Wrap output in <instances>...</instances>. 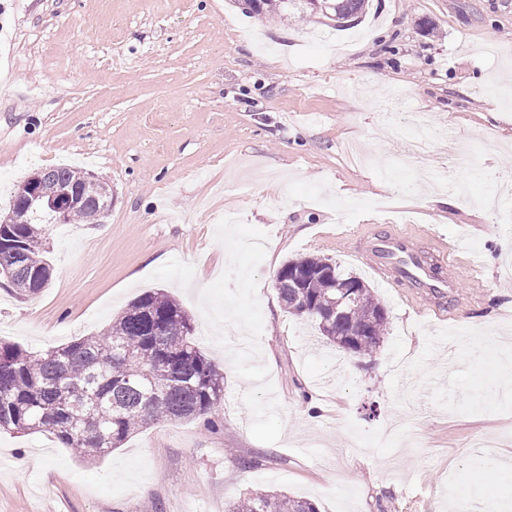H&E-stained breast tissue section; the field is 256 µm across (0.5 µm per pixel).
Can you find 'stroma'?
Instances as JSON below:
<instances>
[{
  "label": "stroma",
  "instance_id": "obj_1",
  "mask_svg": "<svg viewBox=\"0 0 512 512\" xmlns=\"http://www.w3.org/2000/svg\"><path fill=\"white\" fill-rule=\"evenodd\" d=\"M511 88L512 0H371L347 30L235 0H0V209L60 165L113 195L102 222L50 226L49 288L0 286V340L43 352L161 288L224 370L216 430L161 423L95 461L0 430V512H225L254 490L319 512H448L476 438L512 467V223L488 204L512 184ZM414 110L456 131L432 142L449 205L423 203L404 153ZM394 230L468 239L480 287L435 301L382 282L353 252ZM312 254L386 308L371 355L280 302L276 271Z\"/></svg>",
  "mask_w": 512,
  "mask_h": 512
}]
</instances>
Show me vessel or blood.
<instances>
[{
    "mask_svg": "<svg viewBox=\"0 0 512 512\" xmlns=\"http://www.w3.org/2000/svg\"><path fill=\"white\" fill-rule=\"evenodd\" d=\"M363 254L371 259L377 275L391 283L412 281L423 293L437 298L455 291L459 286L457 277L434 278L432 268L438 263L435 251L423 250L417 238L400 232H391L366 240Z\"/></svg>",
    "mask_w": 512,
    "mask_h": 512,
    "instance_id": "obj_1",
    "label": "vessel or blood"
}]
</instances>
